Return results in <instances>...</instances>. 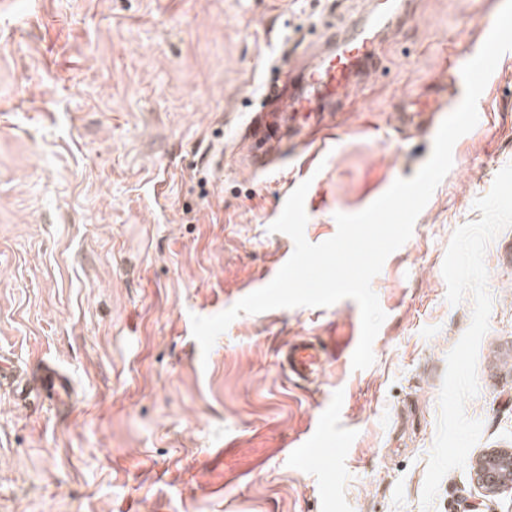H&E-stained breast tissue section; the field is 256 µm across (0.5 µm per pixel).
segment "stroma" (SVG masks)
Segmentation results:
<instances>
[{"label":"stroma","mask_w":512,"mask_h":512,"mask_svg":"<svg viewBox=\"0 0 512 512\" xmlns=\"http://www.w3.org/2000/svg\"><path fill=\"white\" fill-rule=\"evenodd\" d=\"M368 0H0V359H44L70 379L65 402L0 387V512H423L421 495L448 352L473 299H446L451 238L512 163V54L477 104L480 130L371 282L386 318L373 364L341 361L288 380L283 344L361 321L351 299L240 314L203 353L191 315L219 314L262 288L290 236L270 232L309 182L305 237L337 231L431 155L462 102L448 65L474 19L504 0H413L378 48V71L338 105L322 170L297 140L250 166L240 139L286 60ZM410 97L438 100L431 123L396 119ZM489 330L477 357L482 422L432 512H512L472 465L512 449V227L488 245ZM338 445L286 444L325 405ZM240 446L225 453V441Z\"/></svg>","instance_id":"obj_1"}]
</instances>
